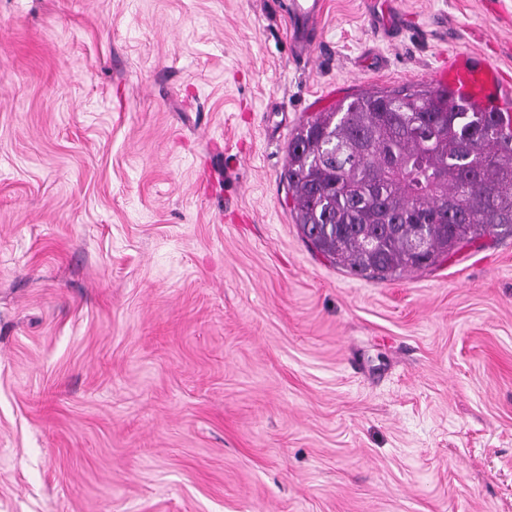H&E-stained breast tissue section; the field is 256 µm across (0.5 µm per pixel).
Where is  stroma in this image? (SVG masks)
<instances>
[{
    "mask_svg": "<svg viewBox=\"0 0 512 512\" xmlns=\"http://www.w3.org/2000/svg\"><path fill=\"white\" fill-rule=\"evenodd\" d=\"M325 2L0 0V512H512V236L354 276L281 178L512 25ZM323 0H289L288 19L295 53L309 54L314 46V35L324 10Z\"/></svg>",
    "mask_w": 512,
    "mask_h": 512,
    "instance_id": "35a3bbf8",
    "label": "stroma"
}]
</instances>
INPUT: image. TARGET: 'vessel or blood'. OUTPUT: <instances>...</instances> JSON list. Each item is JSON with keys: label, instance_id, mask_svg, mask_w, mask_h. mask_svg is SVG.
Instances as JSON below:
<instances>
[{"label": "vessel or blood", "instance_id": "1", "mask_svg": "<svg viewBox=\"0 0 512 512\" xmlns=\"http://www.w3.org/2000/svg\"><path fill=\"white\" fill-rule=\"evenodd\" d=\"M324 10V0H288V19L297 55L309 54ZM434 88L448 89L453 98L480 112L501 111L512 78L491 59L465 48L431 73Z\"/></svg>", "mask_w": 512, "mask_h": 512}]
</instances>
